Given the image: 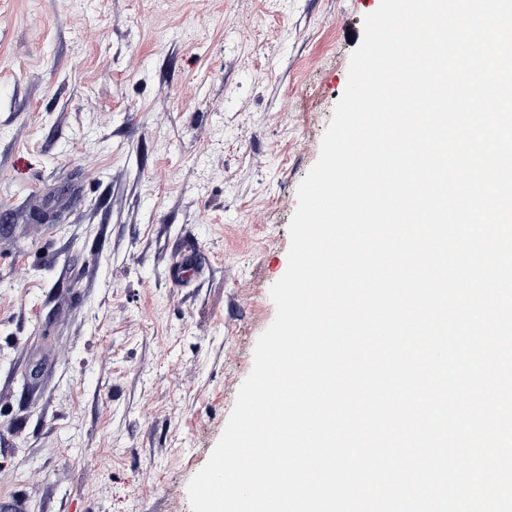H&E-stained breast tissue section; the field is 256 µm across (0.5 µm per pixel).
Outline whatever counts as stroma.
<instances>
[{"instance_id": "35a3bbf8", "label": "stroma", "mask_w": 512, "mask_h": 512, "mask_svg": "<svg viewBox=\"0 0 512 512\" xmlns=\"http://www.w3.org/2000/svg\"><path fill=\"white\" fill-rule=\"evenodd\" d=\"M380 4L0 0V498L190 512Z\"/></svg>"}]
</instances>
